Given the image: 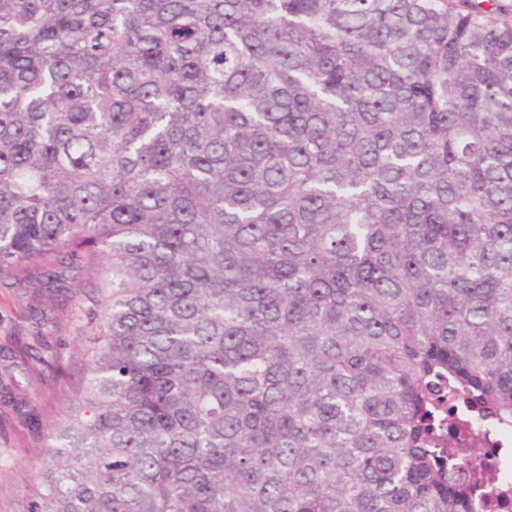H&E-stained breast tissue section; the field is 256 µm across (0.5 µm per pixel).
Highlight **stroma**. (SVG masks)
<instances>
[{"mask_svg": "<svg viewBox=\"0 0 512 512\" xmlns=\"http://www.w3.org/2000/svg\"><path fill=\"white\" fill-rule=\"evenodd\" d=\"M57 316L58 324L40 354L57 355L70 376L66 382L38 376L36 361L24 364L3 357V350L15 341L29 340L35 327L25 308L22 288L8 281L0 283V386H9L16 395L32 401L46 435L69 409L71 386L82 377V336L88 312L70 301L61 306ZM44 463L45 447L33 440L26 426L15 424L8 436H0V512H17L36 485Z\"/></svg>", "mask_w": 512, "mask_h": 512, "instance_id": "35a3bbf8", "label": "stroma"}]
</instances>
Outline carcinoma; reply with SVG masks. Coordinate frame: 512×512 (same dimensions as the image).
I'll use <instances>...</instances> for the list:
<instances>
[{"label":"carcinoma","instance_id":"1","mask_svg":"<svg viewBox=\"0 0 512 512\" xmlns=\"http://www.w3.org/2000/svg\"><path fill=\"white\" fill-rule=\"evenodd\" d=\"M31 263L101 314L22 512H476L430 430L441 376L512 417V24L0 0V279Z\"/></svg>","mask_w":512,"mask_h":512}]
</instances>
